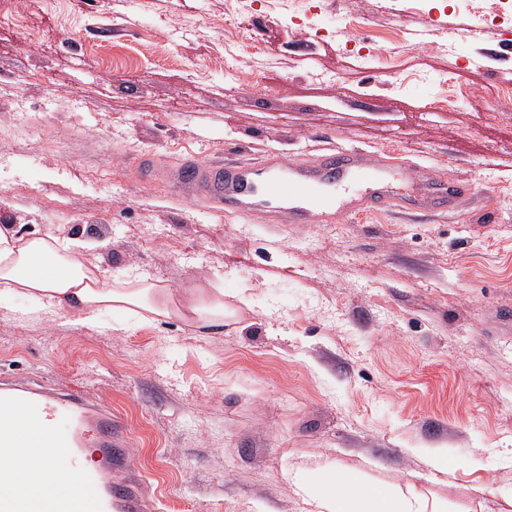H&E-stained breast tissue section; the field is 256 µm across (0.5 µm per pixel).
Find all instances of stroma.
I'll list each match as a JSON object with an SVG mask.
<instances>
[{
    "label": "stroma",
    "instance_id": "obj_1",
    "mask_svg": "<svg viewBox=\"0 0 512 512\" xmlns=\"http://www.w3.org/2000/svg\"><path fill=\"white\" fill-rule=\"evenodd\" d=\"M225 2L0 0V224L83 235L104 268L238 310L202 337L2 305L0 376L111 407L131 438L112 480L151 512H308L290 472L339 467L512 512V6ZM333 148L470 192L269 224L135 169ZM431 185V193L420 199L418 205L447 210L456 204L459 195L463 193L459 185L448 183L446 180H435Z\"/></svg>",
    "mask_w": 512,
    "mask_h": 512
}]
</instances>
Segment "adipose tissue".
I'll return each instance as SVG.
<instances>
[{
	"instance_id": "obj_1",
	"label": "adipose tissue",
	"mask_w": 512,
	"mask_h": 512,
	"mask_svg": "<svg viewBox=\"0 0 512 512\" xmlns=\"http://www.w3.org/2000/svg\"><path fill=\"white\" fill-rule=\"evenodd\" d=\"M93 247V242L78 237L1 224L0 302L22 300L28 316L50 312L90 328L108 310L133 313L149 322L176 316L206 334L222 332L225 319L237 313L225 305L220 293L183 303L171 289L144 276L112 273L85 259V252ZM48 454L45 448L0 453V472L10 473L15 492H26L36 482L39 461ZM292 479L312 512H442L402 487L386 488L344 469L309 481L298 473Z\"/></svg>"
}]
</instances>
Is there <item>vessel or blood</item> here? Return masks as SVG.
I'll return each instance as SVG.
<instances>
[{"label":"vessel or blood","mask_w":512,"mask_h":512,"mask_svg":"<svg viewBox=\"0 0 512 512\" xmlns=\"http://www.w3.org/2000/svg\"><path fill=\"white\" fill-rule=\"evenodd\" d=\"M420 173V168L395 160L378 162L357 150L336 149L313 162L284 163L274 156L258 166L197 161L180 166L168 180L206 206H219L236 215L257 212L274 222L304 224L330 211L349 218L403 208L407 199L400 186ZM460 193L459 185L436 180L421 203L445 210L455 205ZM63 416L71 422L69 433L47 435V428ZM129 445L122 419L84 394L66 388L0 384V450L57 448L68 463L62 470L50 461H41L42 490L33 495L7 491L8 480L0 475V512H147V504L132 484L112 481L113 467L126 464L124 450ZM86 448L99 450V469L81 468L80 458ZM68 474L76 477L79 490H60Z\"/></svg>","instance_id":"vessel-or-blood-1"}]
</instances>
